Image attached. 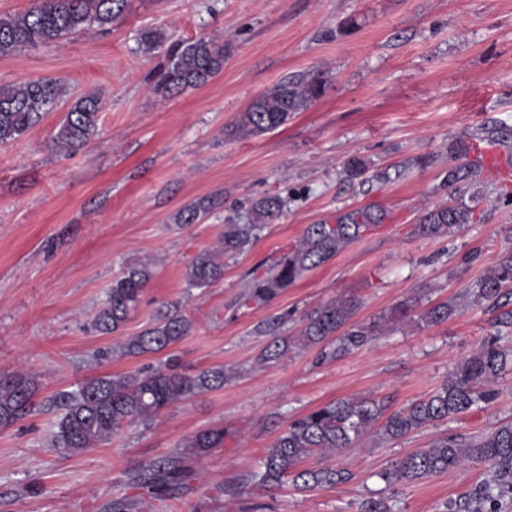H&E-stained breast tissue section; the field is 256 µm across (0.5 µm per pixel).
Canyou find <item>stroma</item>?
Segmentation results:
<instances>
[{
	"mask_svg": "<svg viewBox=\"0 0 512 512\" xmlns=\"http://www.w3.org/2000/svg\"><path fill=\"white\" fill-rule=\"evenodd\" d=\"M214 36L230 53L205 86L163 101L150 87L162 55L144 56L140 35ZM322 71L323 96L287 124L237 139L228 129L268 87ZM52 80L67 90L43 121L0 146V373L20 371L36 385V411L0 429V512H102L134 495L127 474L142 461L179 453L183 440L223 427V447L195 461L201 476L150 512H361L391 497L396 512H446L485 481L488 466L467 462L414 483L387 487L381 472L439 437H467L512 421V372L497 380V400L395 442L368 434L354 447L303 467L333 464L353 477L330 488L247 487L227 501L226 483L259 470L288 422L330 401L388 398L399 409L438 388L475 350L497 317L469 304L448 321L405 320L362 349L319 361L318 348L258 364L270 342L267 320L289 312L280 335L338 296L359 304L367 324L408 302L416 310L459 297L512 251V159L486 156L468 192L477 223L439 238L415 234L420 217L448 203V148L484 128L512 129V0H131L107 33L0 57V85ZM99 93L98 134L67 156L52 144L69 103ZM422 156L430 166H416ZM365 173L348 180L345 163ZM287 198L223 279L191 288L185 272L225 220L264 196ZM211 209L180 228L175 214L197 200ZM366 205L385 219L325 265L308 272L271 305L239 307L247 274L287 252L307 225ZM155 259L138 310L109 336L87 332L113 278L127 263ZM181 302L193 321L172 352L186 369L234 370L224 388L168 409L148 429L129 427L109 442L73 454L51 444L54 396L84 379L137 369L148 357L96 360L144 329L158 308Z\"/></svg>",
	"mask_w": 512,
	"mask_h": 512,
	"instance_id": "1",
	"label": "stroma"
}]
</instances>
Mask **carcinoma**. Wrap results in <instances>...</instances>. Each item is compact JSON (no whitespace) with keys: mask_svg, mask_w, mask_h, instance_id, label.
Returning <instances> with one entry per match:
<instances>
[{"mask_svg":"<svg viewBox=\"0 0 512 512\" xmlns=\"http://www.w3.org/2000/svg\"><path fill=\"white\" fill-rule=\"evenodd\" d=\"M131 0H34V6L21 14L0 17V57L25 47L59 42L82 31H105L123 16ZM167 62L157 72L151 91L162 100L170 99L207 84L224 69L226 46L212 37L167 43L158 29L144 31L138 50L153 55L163 45ZM327 75L312 71L298 78L283 80L263 92L230 128L234 137H249L276 129L320 99ZM65 95L62 85L45 80H29L0 87V145H6L39 124L47 112ZM100 98L87 94L75 100L65 113L54 137L56 150L75 154L98 133ZM490 147L512 149V136L488 131L483 138ZM477 146L460 138L450 147L445 184L452 203L426 211L416 227L426 237L453 234L474 222L473 207L464 200V186L481 171V155H472ZM286 200L268 195L252 208L245 224H226L219 245L198 253L190 262L186 278L192 288H208L224 277L223 258L244 253L267 224L284 213ZM208 205L199 200L182 208L175 221L182 226L197 223ZM382 215L369 208L355 209L336 216V222L307 225L302 237L282 256L269 264L263 274L250 278L245 302L257 307L274 301L305 273L322 266L361 238ZM153 274L149 260L129 264L112 279L106 298L90 322L99 335L118 331L140 304L141 295ZM512 286V252L501 258L496 268L477 279L467 290L476 304L500 307L502 290ZM459 304L443 301L417 314L421 326L448 321ZM358 308L352 297L327 301L302 318V327L292 337L271 342L260 354L262 363L280 359L288 349L321 346V357L340 358L362 348L376 335L377 324L354 325L351 319ZM193 330L192 320L177 303L163 305L152 323L129 338L117 349L98 352L102 359L117 353L122 357L156 354L178 344ZM512 349L500 345L499 333L485 336L468 357L457 363L448 379L432 394L389 412L390 403L374 397H351L331 401L291 420L277 436L258 471L224 487L225 496L235 499L247 484L266 487L288 480L299 489L333 487L351 480L345 469L327 465L301 469L302 460L315 453H337L369 432L385 440L397 441L425 427L457 418L475 408L492 403L497 392L489 384L506 371ZM231 379L224 367L193 373L177 370L168 357L143 370L113 373L88 379L75 389L55 396L60 410L52 444L71 453H79L112 439V435L131 425L153 424L170 407L206 391L220 389ZM35 383L26 375L0 373V428H8L28 416L34 404ZM224 428L200 430L187 437L182 447L187 452L141 462L130 474L129 483L142 496L115 497L106 506L108 512H141L144 497L177 498L199 471L189 465L215 448L224 447ZM489 462L493 468L484 481L465 499L458 512H501L499 503L512 495V422L470 438L443 436L426 449L410 453L388 469L382 478L392 485L414 483L447 471L465 462ZM361 512H394L390 498H369Z\"/></svg>","mask_w":512,"mask_h":512,"instance_id":"cac0c4a2","label":"carcinoma"}]
</instances>
